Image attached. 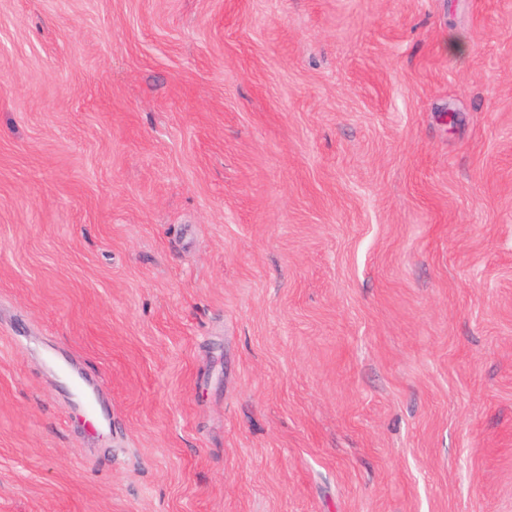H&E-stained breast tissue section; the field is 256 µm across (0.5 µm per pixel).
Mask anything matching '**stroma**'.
<instances>
[{"label":"stroma","mask_w":512,"mask_h":512,"mask_svg":"<svg viewBox=\"0 0 512 512\" xmlns=\"http://www.w3.org/2000/svg\"><path fill=\"white\" fill-rule=\"evenodd\" d=\"M0 512H512V0H0Z\"/></svg>","instance_id":"1"}]
</instances>
